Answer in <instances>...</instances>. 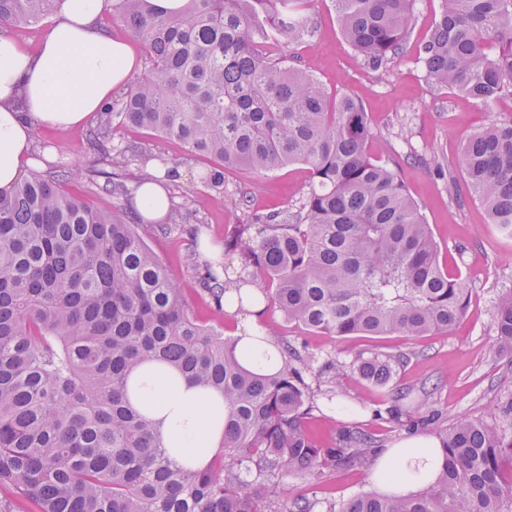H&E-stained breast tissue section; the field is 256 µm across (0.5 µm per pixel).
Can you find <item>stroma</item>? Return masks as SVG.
Instances as JSON below:
<instances>
[{
    "mask_svg": "<svg viewBox=\"0 0 512 512\" xmlns=\"http://www.w3.org/2000/svg\"><path fill=\"white\" fill-rule=\"evenodd\" d=\"M441 7V0H416L404 51L383 72L369 69L345 41L332 0H314L310 16L316 34L312 39L288 49L277 44L267 49L275 57L291 53L294 64L318 78L331 94H348L360 103L371 124L370 152L382 163L400 167L408 192L441 247V264L462 274L470 293L468 307L451 333L413 338H336L305 333L285 321L280 312L268 311L266 319L276 325L278 341L289 342L318 361L332 357L343 365L341 395L314 409L309 418V430L321 444L330 437L328 423L332 420L349 429L370 431L385 448L410 439V432L377 418L374 411L382 396L392 399L405 394L410 402H418L419 389L425 384L434 387L426 408L437 413L443 426L461 415L486 422L501 419L512 401V360L497 351L493 316L499 295L512 289V237L502 236L489 224L478 201L470 198L460 205L451 200L447 179L429 165L436 153L454 175H461L460 144L477 129L512 113V100L481 108L460 92L437 87L426 78L416 50ZM116 138L145 144L153 153L179 161L181 177L171 185L172 199L177 205L200 200L192 221L200 226L199 251L206 260L211 257L210 247H223L225 237L242 217L234 203L239 189L249 190L251 208L258 214L290 209L308 189L307 169L294 164L263 175L227 171L224 193L218 196L198 179L199 163L185 161L179 143L150 138L135 127L120 128ZM31 156L41 171L50 164L87 171L95 166V155L77 129L36 126ZM148 244L179 284L194 315L202 323L222 326L225 334H232L235 319L215 311L196 286L186 264L185 233L157 234ZM374 349L410 355L382 392L366 386L350 367L357 354ZM371 474V468L355 467L324 476L316 485L288 478L282 483V494L287 500L314 493L321 499L341 501L366 488Z\"/></svg>",
    "mask_w": 512,
    "mask_h": 512,
    "instance_id": "1",
    "label": "stroma"
}]
</instances>
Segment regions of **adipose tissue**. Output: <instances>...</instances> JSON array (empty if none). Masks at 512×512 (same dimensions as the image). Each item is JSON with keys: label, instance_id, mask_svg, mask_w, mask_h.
<instances>
[{"label": "adipose tissue", "instance_id": "adipose-tissue-1", "mask_svg": "<svg viewBox=\"0 0 512 512\" xmlns=\"http://www.w3.org/2000/svg\"><path fill=\"white\" fill-rule=\"evenodd\" d=\"M103 0H58L53 23L36 53L0 35V189L16 184L30 163L36 125L81 127L114 90L130 84L137 67L132 46L108 34ZM244 287L224 294V311H247L235 336L243 365L271 374L284 365L272 336L258 324L266 303ZM130 398L162 420L165 443L185 465L205 466L224 436V398L145 363L133 373ZM442 459L431 439L407 440L385 450L372 472L387 492L408 496L433 482Z\"/></svg>", "mask_w": 512, "mask_h": 512}]
</instances>
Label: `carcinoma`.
<instances>
[{
  "instance_id": "cac0c4a2",
  "label": "carcinoma",
  "mask_w": 512,
  "mask_h": 512,
  "mask_svg": "<svg viewBox=\"0 0 512 512\" xmlns=\"http://www.w3.org/2000/svg\"><path fill=\"white\" fill-rule=\"evenodd\" d=\"M57 0H0V33L52 17ZM312 0H187L178 14L149 0H104L143 46L147 72L100 111L86 134L99 167L83 176L52 166L0 189V485L38 512H512V405L497 423L460 418L437 433L436 480L400 497L363 490L336 503L278 492L285 477L317 480L367 465L375 440L334 430L321 445L306 420L341 390L331 360L327 387L307 380L315 358L283 346L271 375L246 369L235 340L199 322L140 226L72 195L84 178L120 199L137 189L126 169L179 163L115 140L123 126L178 142L206 160L199 178L224 194V172H272L302 164L309 191L297 209L252 214L224 238L231 261H200L199 228L185 233L190 265L214 307L224 292L266 285L270 305L297 328L329 336H425L450 332L469 288L439 262V248L398 170L368 151L366 113L313 76L259 50L271 39L315 36ZM419 45L427 78L491 108L512 96V0H442ZM344 39L374 71L399 57L415 0H335ZM459 163L489 222L512 236V117L464 141ZM171 207L167 234L186 223ZM498 351L512 359V289L494 312ZM403 353L368 351L352 367L385 389ZM146 362L224 397V440L209 465H180L163 427L134 406L128 381ZM404 396L375 410L408 430L425 420Z\"/></svg>"
}]
</instances>
